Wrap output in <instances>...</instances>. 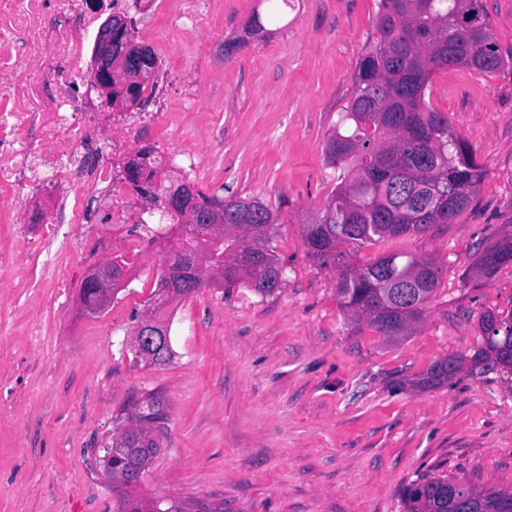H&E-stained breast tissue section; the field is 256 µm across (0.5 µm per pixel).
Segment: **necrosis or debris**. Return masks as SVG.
Returning <instances> with one entry per match:
<instances>
[{
	"instance_id": "1",
	"label": "necrosis or debris",
	"mask_w": 512,
	"mask_h": 512,
	"mask_svg": "<svg viewBox=\"0 0 512 512\" xmlns=\"http://www.w3.org/2000/svg\"><path fill=\"white\" fill-rule=\"evenodd\" d=\"M161 61L175 59L174 39L204 31L195 0H157ZM98 9L91 0H0V223L24 221L27 191L51 201L56 222L18 240L20 250L48 254L64 226L93 223L92 197L110 185L125 137L103 138L106 115L92 96L81 61L90 51ZM68 185L54 197L53 186Z\"/></svg>"
}]
</instances>
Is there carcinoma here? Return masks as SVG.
Returning a JSON list of instances; mask_svg holds the SVG:
<instances>
[{"mask_svg": "<svg viewBox=\"0 0 512 512\" xmlns=\"http://www.w3.org/2000/svg\"><path fill=\"white\" fill-rule=\"evenodd\" d=\"M509 65L494 41L482 0H381L373 43L359 58L341 123L329 135L325 159L342 174L324 214L303 229L308 255L338 270L336 293L346 314L363 320L389 341L414 331L435 295L440 269L414 254L388 253L374 263L353 267L343 245L359 248L373 241L422 235L437 224H451L469 208L485 170L473 147L426 100L431 74L464 66L493 75ZM199 204L224 221L223 241L205 225L162 247L160 268L176 266L187 255L222 267L218 278L261 296L285 284L283 267L271 246L278 216L251 200L221 209L224 200L196 191ZM512 263V239L503 238L478 252L468 272L491 280ZM117 295L129 284L128 262L112 260ZM482 343L466 357L434 363L419 385L434 388L463 372L488 366L512 371V312L479 316ZM108 446L112 482L125 491L124 479L144 475L160 451L166 417L158 404L134 403L117 418ZM121 512H182L170 504L142 501L126 494ZM406 512H512V491L476 488L457 479H417L405 491Z\"/></svg>", "mask_w": 512, "mask_h": 512, "instance_id": "1", "label": "carcinoma"}]
</instances>
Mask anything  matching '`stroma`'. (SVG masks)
Returning <instances> with one entry per match:
<instances>
[{"label": "stroma", "instance_id": "obj_1", "mask_svg": "<svg viewBox=\"0 0 512 512\" xmlns=\"http://www.w3.org/2000/svg\"><path fill=\"white\" fill-rule=\"evenodd\" d=\"M206 35L175 71H163L182 136L158 128L171 151L195 154L196 190L233 192L279 216L274 241L286 283L262 297L216 280L170 308L173 359L138 358L131 335L150 304L162 256L101 313L83 314L80 285L121 251L112 192L95 224L70 228L45 279L12 251L0 224V512H119L102 448L122 409L155 398L168 436L133 494L183 512H404L412 481L448 476L512 491V374L463 373L421 390L435 361L481 340L478 316L512 309V263L491 281L467 279L479 250L512 236V68L483 75L435 70L431 107L476 150L486 175L454 223L369 243L363 266L392 252L433 259L438 290L416 330L387 341L352 322L336 295V268L310 258L303 226L340 174L324 150L375 34L379 0H200ZM274 35L225 58L224 43L253 13ZM197 107L182 110L187 83Z\"/></svg>", "mask_w": 512, "mask_h": 512}]
</instances>
